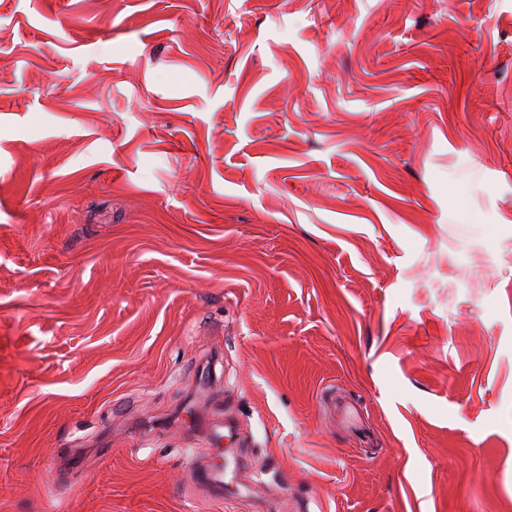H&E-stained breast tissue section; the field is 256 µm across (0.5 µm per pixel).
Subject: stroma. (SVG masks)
Listing matches in <instances>:
<instances>
[{
  "instance_id": "stroma-1",
  "label": "stroma",
  "mask_w": 512,
  "mask_h": 512,
  "mask_svg": "<svg viewBox=\"0 0 512 512\" xmlns=\"http://www.w3.org/2000/svg\"><path fill=\"white\" fill-rule=\"evenodd\" d=\"M0 512H512V0H0ZM226 432L223 428H211L206 437L204 447L208 448V461L202 465H197L194 470L193 476L198 485L205 488L219 492L223 486L224 476V451H230L234 448L233 444V429L230 424L225 426ZM225 439V448L223 451V444Z\"/></svg>"
}]
</instances>
